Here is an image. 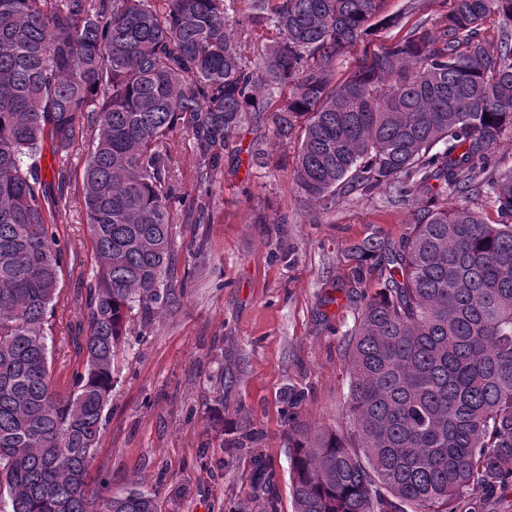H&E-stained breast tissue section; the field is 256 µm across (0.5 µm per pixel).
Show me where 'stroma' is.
Here are the masks:
<instances>
[{"label":"stroma","mask_w":512,"mask_h":512,"mask_svg":"<svg viewBox=\"0 0 512 512\" xmlns=\"http://www.w3.org/2000/svg\"><path fill=\"white\" fill-rule=\"evenodd\" d=\"M451 6V0H384L383 13L401 22L369 43L398 41L417 21L438 20ZM254 145L267 152V165L253 163ZM91 149L87 143L66 160L49 154L42 160L46 181L62 163L71 173L52 225L63 260L46 326L53 387L62 394L84 366L76 338L98 264L82 189ZM159 149L173 196L174 279L184 291L152 322L139 309L129 311L128 344L115 361L92 470L109 478L112 491L156 492L161 512H233L251 494L250 465L247 456L226 457L224 440L247 423L276 471L280 512H293L282 393L305 389L300 421L347 434L344 331L360 299L335 305L325 299L336 279L351 274L350 248L371 236L399 241L415 204L382 186L328 204L307 200L293 182L297 146L277 142L265 115L227 143L224 166L211 178L210 221L201 224L186 128L174 129ZM219 370L220 393L213 381Z\"/></svg>","instance_id":"stroma-1"}]
</instances>
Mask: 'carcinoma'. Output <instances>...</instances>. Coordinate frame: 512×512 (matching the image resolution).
<instances>
[{"instance_id":"obj_1","label":"carcinoma","mask_w":512,"mask_h":512,"mask_svg":"<svg viewBox=\"0 0 512 512\" xmlns=\"http://www.w3.org/2000/svg\"><path fill=\"white\" fill-rule=\"evenodd\" d=\"M231 2L0 0V496L11 512H159L155 493H112L91 475L127 311L149 320L175 298L158 146L188 129L205 223L224 143L268 112L274 136L298 143L306 199L385 185L421 201L401 242L356 246L351 279L335 285L380 271L345 331L352 436L310 428L304 391L284 393L293 512H458L464 497L483 512L512 487V172L491 155L512 133V0H452L436 25L364 51L338 85L340 56L399 25L383 0H250L242 20ZM235 25L272 32L252 65ZM91 127L82 182L98 268L77 343L85 366L62 395L45 322L68 173L46 182L42 158L47 144L68 155ZM256 441L242 425L227 452H246L254 499L279 512Z\"/></svg>"}]
</instances>
